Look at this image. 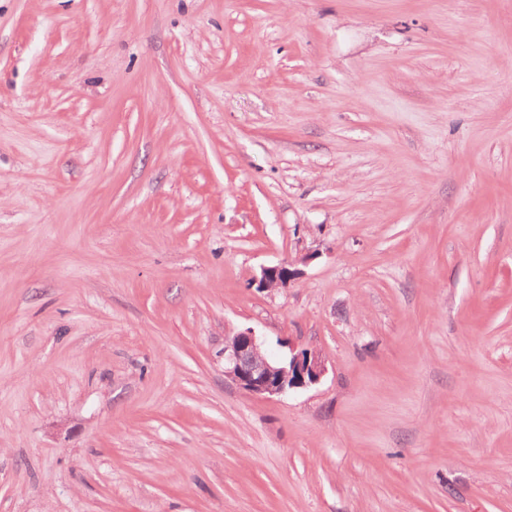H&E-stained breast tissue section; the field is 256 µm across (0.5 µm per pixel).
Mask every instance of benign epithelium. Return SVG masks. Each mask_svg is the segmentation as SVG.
Instances as JSON below:
<instances>
[{
  "instance_id": "benign-epithelium-1",
  "label": "benign epithelium",
  "mask_w": 512,
  "mask_h": 512,
  "mask_svg": "<svg viewBox=\"0 0 512 512\" xmlns=\"http://www.w3.org/2000/svg\"><path fill=\"white\" fill-rule=\"evenodd\" d=\"M297 275L298 270L288 265L268 266L261 270L259 285L266 289L284 288ZM323 373L321 358L306 350L282 360L271 358L250 329L224 342V376L249 394L280 396L316 383Z\"/></svg>"
}]
</instances>
